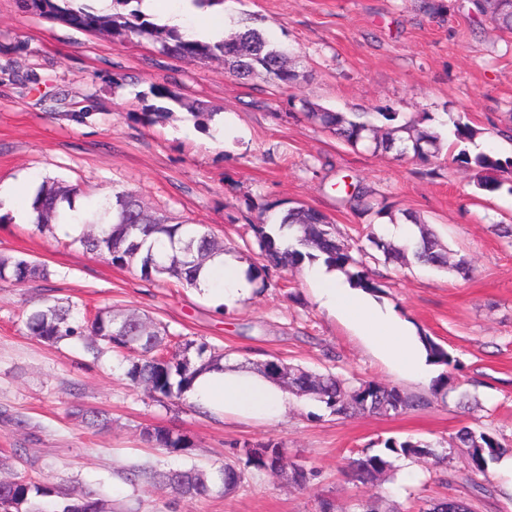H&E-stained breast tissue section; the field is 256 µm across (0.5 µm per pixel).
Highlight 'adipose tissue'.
Masks as SVG:
<instances>
[{"instance_id": "adipose-tissue-1", "label": "adipose tissue", "mask_w": 512, "mask_h": 512, "mask_svg": "<svg viewBox=\"0 0 512 512\" xmlns=\"http://www.w3.org/2000/svg\"><path fill=\"white\" fill-rule=\"evenodd\" d=\"M141 11L161 16L164 23L191 35L224 36L223 18L207 27L195 23L197 10L191 0H142ZM317 286V300L328 313L356 326L368 344L382 354L402 375L431 377L435 366L413 327L394 312L378 304L364 290L355 288L336 268L319 264L307 271ZM198 289L217 302L243 300L251 294L246 266L231 254L215 257L199 273ZM201 409L216 415L246 420L275 422L287 413L290 394L260 373L249 370H208L195 379L189 392Z\"/></svg>"}]
</instances>
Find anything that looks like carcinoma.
Listing matches in <instances>:
<instances>
[{
  "label": "carcinoma",
  "mask_w": 512,
  "mask_h": 512,
  "mask_svg": "<svg viewBox=\"0 0 512 512\" xmlns=\"http://www.w3.org/2000/svg\"><path fill=\"white\" fill-rule=\"evenodd\" d=\"M133 0H112V11L98 13L79 4V0H20L21 8L42 17L59 20L67 25L90 32H104L119 45L148 41L158 52L172 55L188 63L202 64L211 59H223L228 72L238 78L268 75L278 85L290 87L298 79V73L288 65L290 54L286 49L269 40L261 31L245 25L231 38L218 42H206L192 38L177 28L159 25L138 9H131ZM475 9L495 28L512 34V0H475ZM305 117L322 130L356 147L369 143L375 154L395 151L399 156H412L427 162L439 156V134L431 128L397 122L399 113L383 112L387 121L383 132L367 122L355 121L342 112H330L310 102H302ZM480 130L468 123L454 122V146L475 141ZM453 161L478 170L476 186L486 192L499 190L503 181L490 176L492 172L506 173L512 170V161L503 162L495 156L479 152L470 155L462 149ZM79 188L48 181L37 191L32 209L36 213L35 227L45 232L61 220L65 214L88 227L77 238L85 251L106 258L116 267L140 265L141 278L150 283L176 281L194 286L203 261L209 256L224 253V241L209 229H198L189 224H169L156 217L140 200L136 191L114 189L112 194L98 202L91 212L78 209L75 199ZM353 208L376 211L379 217L395 221V216L383 205L374 209L368 201L367 187L356 184L345 191ZM402 219L418 228L419 235L403 246H398L374 232L367 233V240L382 252L385 259L415 262L437 269L449 268L461 277L468 274L466 257L461 256L448 264V251L440 239L430 232L412 211H401ZM279 228L293 231L292 239L275 236L266 225H255L257 245L265 264L254 270V275L270 267L298 266L305 259L314 260L317 254L325 256V263L345 272L357 287L374 292L379 285L365 271L363 249H353L336 236L334 225L319 211L298 205L287 209L280 218ZM174 254L165 252V247ZM49 271L45 264L25 258L0 256V279L10 278L18 284L33 280H45ZM24 326L27 332L40 340L56 344L66 339H76L99 354L112 349L126 354L127 378L136 386L166 399H179L189 392L196 376L203 370L220 363L224 355H206V345L196 348L197 360L188 356L192 343L184 344L182 353L167 358L159 354L165 344L168 330L147 317L119 313L110 308L99 309L91 319H78L70 305L52 298H44L26 313ZM433 362L450 365L452 357L446 349L430 336H423ZM259 372L272 378L287 379L288 388L299 396H311L324 403L333 413L401 414L419 406L407 394L395 387L362 381L350 386L330 371L313 372L300 366L285 367L274 360L266 361ZM82 421L91 427L108 426L106 415L88 409L78 410ZM143 439L154 448L165 451H186L193 443L186 435L175 434L165 427H146ZM451 448H464L471 471L484 472L489 461L502 453L503 445L493 436L468 426L458 429L448 440ZM245 457L246 467L258 472H272L283 476L288 483L305 488L312 477V470L292 461L278 441L261 445L243 444L234 452ZM434 457L448 458L431 444L406 439L389 438L383 441L379 454L351 458L348 467L357 480L374 482L380 475L393 468V460ZM9 465L8 458L0 460V512H106V501L92 487L70 489L49 480L36 479L19 474H3ZM146 475L160 491L174 499L197 500L208 496L229 495L246 479L244 470L236 461L228 458L216 469L192 465L184 469L153 470L131 468L126 480L137 484ZM419 512H470L468 505L455 498L427 500Z\"/></svg>",
  "instance_id": "1"
}]
</instances>
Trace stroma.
Masks as SVG:
<instances>
[{"label": "stroma", "mask_w": 512, "mask_h": 512, "mask_svg": "<svg viewBox=\"0 0 512 512\" xmlns=\"http://www.w3.org/2000/svg\"><path fill=\"white\" fill-rule=\"evenodd\" d=\"M443 2V16L434 18L420 11V0H224L230 30L249 18L292 50L299 78L281 89L263 76L232 77L220 61L190 64L147 41L119 46L25 12L19 0H0L1 186L36 189L62 179L79 185L84 203L116 186L133 189L157 215L205 225L251 267L260 262L253 225L278 223L299 204L326 215L351 245L369 248L370 231L388 237V218L350 210L333 189L340 180L358 181L392 212L420 215L472 268L465 280L417 264L367 262L381 286L376 300L451 354L437 386L399 375L320 308L304 267L270 270L249 299L217 306L187 285L148 284L137 266L84 252L73 234H42L6 213L0 255L36 260L51 272L24 286L0 280V457L10 458L14 472L96 488L111 499L112 512H320L324 499L335 512H358L373 501L384 512H418L423 501L448 496L472 512H512V479L492 463L470 473L462 448L449 449L440 466L397 460L372 484L346 473L350 456L379 453L382 440L448 448L464 425L492 433L512 453V240L494 231L512 224V190L480 191L475 170L444 159L430 167L351 147L299 107L306 99L334 112H363L377 126L386 112L413 123L428 114L445 141L460 119L480 131L470 153L512 160V35L470 0ZM157 84L183 104L155 98ZM189 101L203 103L207 115L193 117ZM148 105L166 118L147 122ZM75 112L85 120H72ZM43 295L70 302L82 316L104 306L148 314L172 342L206 344L237 368L278 360L394 386L428 404L395 416H338L298 398L277 424L222 419L198 412L191 399L161 400L133 386L119 353L96 357L75 340L50 345L29 335L25 311ZM77 407L105 411L112 423L101 431L83 427L72 414ZM155 426L187 435L193 450L153 448L141 432ZM270 440L314 469L309 489L250 469L233 494L187 502L125 479L133 466H218L236 444Z\"/></svg>", "instance_id": "obj_1"}]
</instances>
